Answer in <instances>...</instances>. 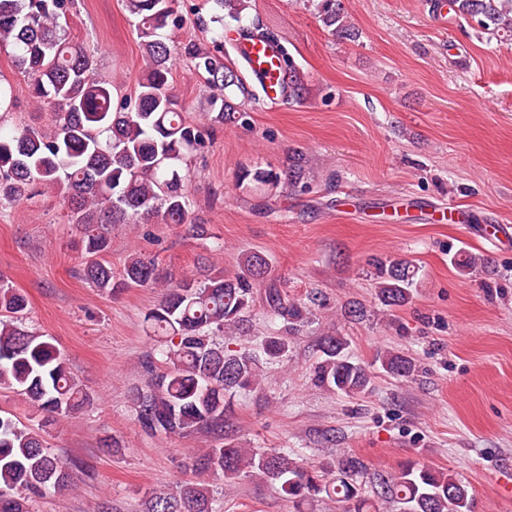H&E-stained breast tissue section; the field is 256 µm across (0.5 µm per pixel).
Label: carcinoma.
Masks as SVG:
<instances>
[{
    "mask_svg": "<svg viewBox=\"0 0 512 512\" xmlns=\"http://www.w3.org/2000/svg\"><path fill=\"white\" fill-rule=\"evenodd\" d=\"M178 0H126L136 19L144 67L134 94L120 108L112 88L97 71L94 55L66 36L73 0H0V51L8 54L27 79L32 102L51 111L47 130L28 124L8 125L0 116V205L20 204L55 195L67 210L68 223L83 233L87 261L84 279L100 292L120 286H152L155 260L129 255L121 279L101 261L109 248V224H191L200 236L205 225L192 218L188 162L207 147L204 125L189 119L169 92L171 61L181 50L204 76L211 95L203 108L211 126L238 124L246 112L237 99L254 100L257 88L224 59V19L239 22L246 0H204L215 30L216 47L181 44L183 26ZM333 35L353 41L355 26L343 0H305ZM434 11L448 8L458 20L473 22L481 33L512 42V0H429ZM283 98L302 103L309 95L306 73L282 50ZM313 166L297 151L278 173L256 168L240 180L280 190H307ZM239 272H207L164 289L160 304L145 316L153 332L165 338L169 367L147 366L145 387L133 395L135 420L149 435L180 434L210 428L224 431V415L237 390L262 380L257 356L217 341L224 334L247 335V314L254 288L263 285L269 264L259 252L237 258ZM419 267L404 259L379 260L377 296L387 309L408 303ZM267 312L293 327L306 319L307 307L282 288L265 289ZM28 300L19 290L0 284V386L22 395L35 408L65 418L91 404L90 394L71 375L66 360L47 336L28 327ZM347 339L327 334L316 380L353 397L368 389L370 367L345 357ZM264 354L281 361L288 343L265 337ZM380 368L398 378L416 370L413 359L395 351L377 354ZM192 467L199 481H184L168 492L148 497L149 512H212L210 484L231 486L255 477L278 486L297 512L324 495L336 496L346 512L371 508L357 477L363 464L347 458L337 464L290 458L279 451L244 448L233 441L203 450ZM73 480L71 466L47 446L43 434L0 414V512H30L32 497ZM373 494L402 505V512H473L468 486L451 472L406 464L380 478Z\"/></svg>",
    "mask_w": 512,
    "mask_h": 512,
    "instance_id": "obj_1",
    "label": "carcinoma"
}]
</instances>
